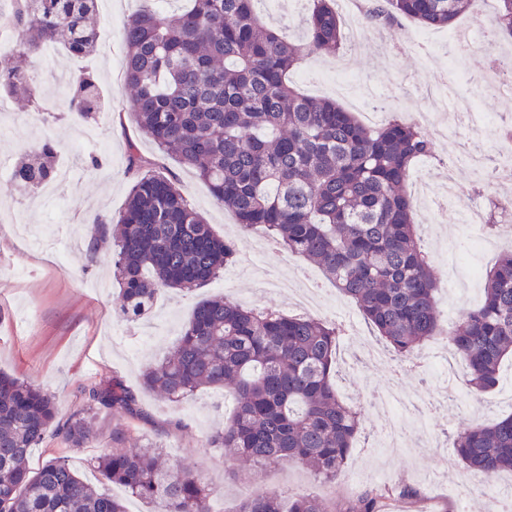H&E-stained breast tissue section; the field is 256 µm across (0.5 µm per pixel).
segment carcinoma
<instances>
[{
	"mask_svg": "<svg viewBox=\"0 0 512 512\" xmlns=\"http://www.w3.org/2000/svg\"><path fill=\"white\" fill-rule=\"evenodd\" d=\"M178 14L145 5L123 29V75L139 131L193 169L215 202L251 231L317 264L350 297L401 358L444 337L469 370V388L487 394L512 358V249L484 273V298L445 328L435 305L439 279L422 246L406 184L414 160L433 154L432 139L397 118L376 129L329 98L299 94L289 75L306 59L336 57L342 41L335 0H313L307 37L295 43L267 26L258 0H186ZM473 0H378L364 20L409 18L451 29ZM0 22L20 45L0 53V97L24 87L40 108L27 58L46 42L90 56L98 42L97 0H10ZM495 34L512 39V0H497ZM110 107L95 76L70 84L62 113L78 119ZM48 140L14 169L18 187L35 190L55 176ZM132 187L118 217L92 219L90 256L112 247L120 314L146 318L164 288L189 290L218 276L237 252L217 238L172 177L154 170L130 142ZM339 327L310 316L244 307L215 296L195 307L172 353L149 366L142 386L171 401L207 387L230 388L232 418L207 439L232 461L288 462L325 480L337 478L361 430L360 414L336 394ZM83 406L58 418L51 395L0 371V512H128L124 502L86 482L63 457L29 467L33 449L58 438L73 449L97 436L109 412L147 419L138 394L116 376L80 389ZM126 436L97 456L103 479L154 506L152 512H211L209 492L187 467L165 462L158 445L125 448ZM466 467L487 477L512 471V415L465 429L455 439ZM410 487L370 488L344 512H385ZM235 512H325L310 494H257Z\"/></svg>",
	"mask_w": 512,
	"mask_h": 512,
	"instance_id": "1",
	"label": "carcinoma"
}]
</instances>
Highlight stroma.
I'll return each instance as SVG.
<instances>
[{"instance_id": "obj_1", "label": "stroma", "mask_w": 512, "mask_h": 512, "mask_svg": "<svg viewBox=\"0 0 512 512\" xmlns=\"http://www.w3.org/2000/svg\"><path fill=\"white\" fill-rule=\"evenodd\" d=\"M139 7V0H99L101 47L92 58L74 56L60 46L51 59L38 54L30 59L36 90L47 105H61L69 82L90 70L111 99L110 112L95 120L52 124L22 104L8 123L0 124V370L53 396L63 417L82 405L76 393L78 384L94 383L104 375L118 376L137 390L148 416L147 422L129 425L128 446L158 444L170 460L188 463L210 489L213 512H234L245 487L284 496L309 493L322 499L328 512H341L344 500L337 494L341 482L353 493L401 486L418 491V502L392 501L389 512H486L488 488L477 483L475 473L466 471L454 439L464 427L489 425L512 413V362L504 363L491 403L479 407L469 394L465 365H458L453 382L443 390L433 361L408 369L406 379L397 384L392 381L393 369L364 361L363 340L376 338L377 333L358 306L317 266L281 247L264 244L259 234L243 228L231 211L214 202L208 186L192 169L142 138L129 109L131 91L122 79L123 27ZM444 35V30H435L430 51L436 62L427 68L421 65L418 51L409 46L394 69H386L379 55L382 40L370 38L357 43L344 40L340 60L350 63L365 86L400 87L392 112L405 118L429 107L427 98L411 95L410 90L430 87L444 70ZM337 61L308 60L292 79L306 95L329 97L323 82L326 73L335 71ZM485 66L481 54L464 59L466 76L457 80L453 96L461 101L476 96L480 102L462 124L450 128L449 137L477 139L490 151L494 148L490 122L512 118V108L505 99L476 94L471 78ZM48 139L57 147L56 168L66 172L67 179L57 201L43 206L16 186L12 171L23 150ZM133 141L143 155L156 161L158 172L177 177L191 206L217 237L235 240L238 256L218 279L200 288L163 290L153 313L132 325L117 316L119 285L112 277L110 254L101 253L92 262L87 250L94 235L92 216H113L125 206L132 186L125 172L126 157ZM93 155L99 157V166L90 165ZM468 204L464 198L416 216L425 247L440 238L455 243L463 275L474 264L486 268L498 254L494 248L475 252L473 231L460 224V211ZM274 274L319 284L320 318L343 331L336 349V389L341 400L367 421L375 416L374 396L396 388L406 399L430 404L425 438L393 452L376 447L372 436L361 434L338 482L333 483L297 464L233 466L223 449L205 447L206 434L223 423L235 406L232 394L224 389L206 388L178 402L141 390L142 371L169 355L199 301L221 294L246 307L296 314L290 293L265 288V279ZM116 424L112 415H101L99 435L85 448L71 449L46 440L33 449L30 465L36 469L50 458H66L84 480L125 499L128 512H148L142 501L127 497L122 486L103 483L91 464L92 458L111 447Z\"/></svg>"}]
</instances>
